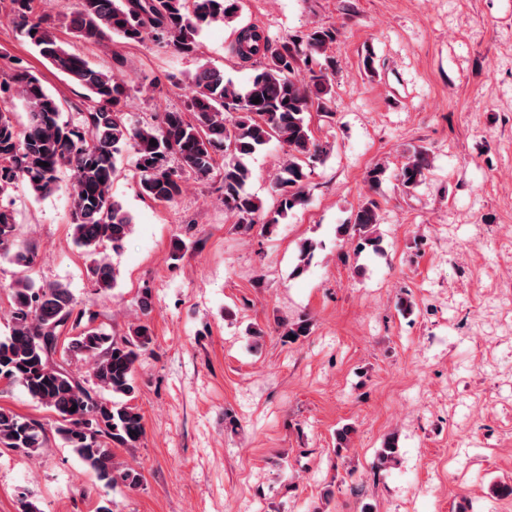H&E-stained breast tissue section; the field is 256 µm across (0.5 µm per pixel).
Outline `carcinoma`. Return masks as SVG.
<instances>
[{"label": "carcinoma", "instance_id": "1", "mask_svg": "<svg viewBox=\"0 0 512 512\" xmlns=\"http://www.w3.org/2000/svg\"><path fill=\"white\" fill-rule=\"evenodd\" d=\"M32 2L8 0L7 16L43 59L86 89L89 108L79 125L62 119L63 102L32 70L0 53V200L21 181L36 195L48 194L67 167L72 171L71 224L77 245L92 253L109 245L115 253L133 225V217L112 195L118 158L130 149L139 194L156 203L180 198L187 172L200 180L209 178L219 157L224 159V206L237 227L250 230L259 224L271 233L288 212L307 203L306 169L326 153L310 127L311 114H329L331 94L328 74L314 67L336 40L332 29L314 28L275 48L255 27L244 26L236 52L255 64L245 86L203 66L192 79L185 109L133 126L126 116L131 94L125 81L70 51L45 19L33 14ZM237 12L238 0H77L69 28L85 43L100 44L114 36L127 43L153 40L189 55L197 51L204 28ZM302 67L309 72L305 85L296 80ZM255 98L260 102L252 103ZM15 100L27 111L24 125L16 120L11 106ZM152 139L157 145L150 144ZM273 140L286 148V159L274 182L278 206L267 215L247 189V161ZM428 166L425 150L413 149L397 174L403 188L418 186ZM378 210V202L367 198L352 223L338 225V234L357 240L359 252H381V237L374 231ZM15 226L12 210L0 203V255L30 269L33 253L11 252ZM314 250L311 241L301 245L294 275L306 270ZM89 272L100 287L115 286L116 270L105 259L93 261ZM12 300L11 333L0 341V378L21 385L33 400L55 412L56 432L98 480L139 488L142 475L115 463L112 449L136 448L145 434L143 416L130 401L136 393V364L154 342L150 325L139 323L117 340L93 326L94 315L77 308L68 288H37L28 278L16 282ZM60 335L64 340L59 345ZM74 359L89 364L97 390L86 388L70 370ZM105 392L112 399H105ZM45 443L41 423L0 407V445L30 456Z\"/></svg>", "mask_w": 512, "mask_h": 512}]
</instances>
